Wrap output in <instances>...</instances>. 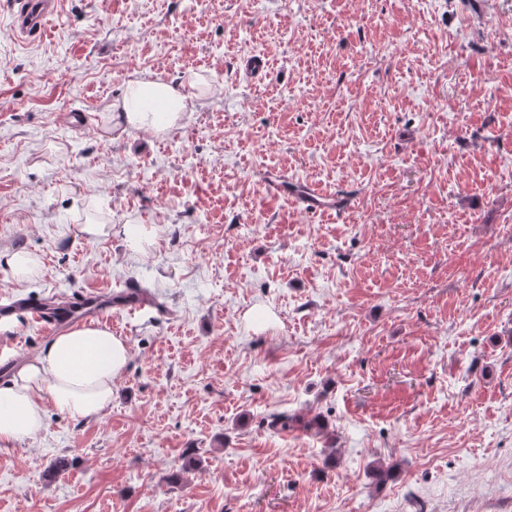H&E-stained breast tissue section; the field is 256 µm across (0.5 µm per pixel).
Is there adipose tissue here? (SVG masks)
I'll return each mask as SVG.
<instances>
[{"label": "adipose tissue", "instance_id": "adipose-tissue-1", "mask_svg": "<svg viewBox=\"0 0 512 512\" xmlns=\"http://www.w3.org/2000/svg\"><path fill=\"white\" fill-rule=\"evenodd\" d=\"M195 85L191 76L175 84L133 79L114 107L126 125L159 134L180 120L186 91ZM128 361L125 341L107 326H82L55 336L0 383V444L42 432L45 420L38 401L45 396L76 420L106 410L112 403V386Z\"/></svg>", "mask_w": 512, "mask_h": 512}]
</instances>
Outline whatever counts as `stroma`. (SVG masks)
I'll use <instances>...</instances> for the list:
<instances>
[{
	"instance_id": "obj_1",
	"label": "stroma",
	"mask_w": 512,
	"mask_h": 512,
	"mask_svg": "<svg viewBox=\"0 0 512 512\" xmlns=\"http://www.w3.org/2000/svg\"><path fill=\"white\" fill-rule=\"evenodd\" d=\"M190 74L179 127L111 122ZM4 248L43 270L0 302L136 283L167 315L113 308L111 406L42 399L0 512H512V0H58L32 39L0 0Z\"/></svg>"
}]
</instances>
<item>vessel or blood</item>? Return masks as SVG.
<instances>
[{"instance_id":"obj_1","label":"vessel or blood","mask_w":512,"mask_h":512,"mask_svg":"<svg viewBox=\"0 0 512 512\" xmlns=\"http://www.w3.org/2000/svg\"><path fill=\"white\" fill-rule=\"evenodd\" d=\"M55 10V0H19L18 9L13 13V25L22 36H38ZM16 307L22 311L25 323L39 327L45 335L54 336L73 322L109 318L112 292L108 289L86 290L55 305L20 301Z\"/></svg>"}]
</instances>
